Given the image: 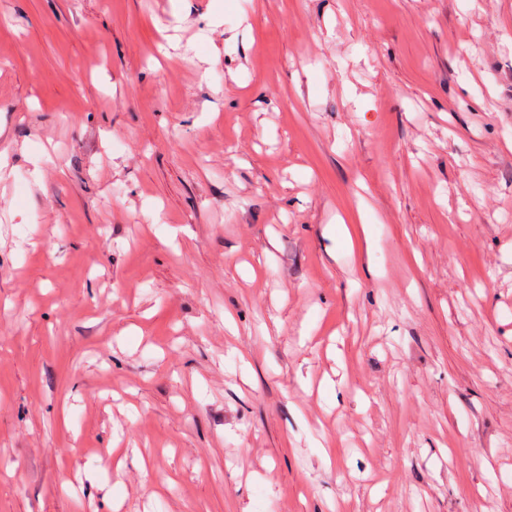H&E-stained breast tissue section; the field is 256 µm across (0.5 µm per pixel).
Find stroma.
Returning <instances> with one entry per match:
<instances>
[{"instance_id": "stroma-1", "label": "stroma", "mask_w": 512, "mask_h": 512, "mask_svg": "<svg viewBox=\"0 0 512 512\" xmlns=\"http://www.w3.org/2000/svg\"><path fill=\"white\" fill-rule=\"evenodd\" d=\"M0 512H512V0H0Z\"/></svg>"}]
</instances>
